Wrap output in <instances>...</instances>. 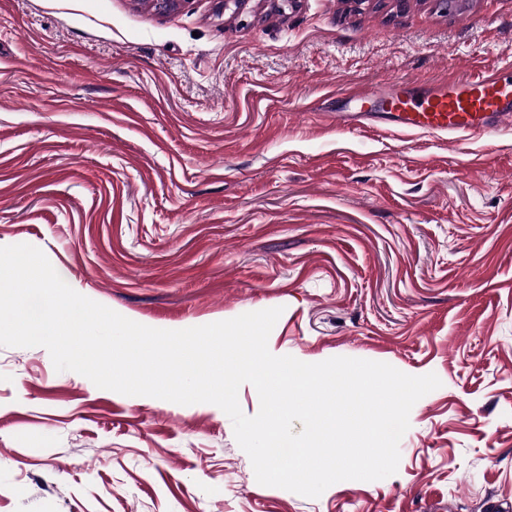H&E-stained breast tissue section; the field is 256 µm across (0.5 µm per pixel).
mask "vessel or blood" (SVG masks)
<instances>
[{
  "label": "vessel or blood",
  "instance_id": "b4317fda",
  "mask_svg": "<svg viewBox=\"0 0 512 512\" xmlns=\"http://www.w3.org/2000/svg\"><path fill=\"white\" fill-rule=\"evenodd\" d=\"M386 112H340V127L378 122L393 132L420 130L459 136L493 135L512 122V74L482 73L469 79L424 87L412 82L385 92Z\"/></svg>",
  "mask_w": 512,
  "mask_h": 512
}]
</instances>
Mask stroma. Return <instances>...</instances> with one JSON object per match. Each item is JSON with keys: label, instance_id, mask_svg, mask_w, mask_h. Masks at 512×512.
I'll return each mask as SVG.
<instances>
[{"label": "stroma", "instance_id": "35a3bbf8", "mask_svg": "<svg viewBox=\"0 0 512 512\" xmlns=\"http://www.w3.org/2000/svg\"><path fill=\"white\" fill-rule=\"evenodd\" d=\"M512 66V0H0V246L179 330L435 373L394 475L257 483L230 418L0 346V512H512V127H336L350 90Z\"/></svg>", "mask_w": 512, "mask_h": 512}]
</instances>
